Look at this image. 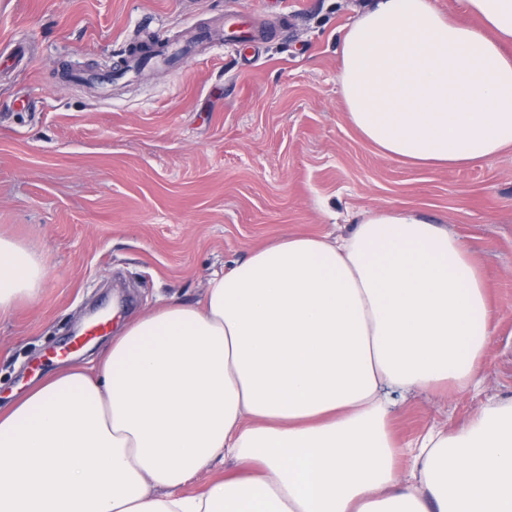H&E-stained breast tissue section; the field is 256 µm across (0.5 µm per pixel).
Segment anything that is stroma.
I'll return each mask as SVG.
<instances>
[{
  "label": "stroma",
  "mask_w": 512,
  "mask_h": 512,
  "mask_svg": "<svg viewBox=\"0 0 512 512\" xmlns=\"http://www.w3.org/2000/svg\"><path fill=\"white\" fill-rule=\"evenodd\" d=\"M365 0H0V233L32 247L39 297L0 315V409L69 361L52 352L93 318L123 324L167 302L200 305L214 274L285 235L347 233L364 212L410 208L457 233L495 317L478 395L416 392L393 428L453 429L512 398V147L456 169L379 155L348 124L336 44ZM280 23L228 48L223 28ZM210 38L183 69L119 80L129 37Z\"/></svg>",
  "instance_id": "35a3bbf8"
}]
</instances>
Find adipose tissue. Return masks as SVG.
Wrapping results in <instances>:
<instances>
[{"instance_id": "ef3b65f1", "label": "adipose tissue", "mask_w": 512, "mask_h": 512, "mask_svg": "<svg viewBox=\"0 0 512 512\" xmlns=\"http://www.w3.org/2000/svg\"><path fill=\"white\" fill-rule=\"evenodd\" d=\"M463 5L473 23L368 0L346 28L340 98L382 156L452 169L512 147V0ZM45 279L0 234V314ZM491 319L459 237L413 210L284 236L0 411V512H512V399L403 443L392 427L397 395L480 390ZM234 465L233 463L227 461L223 464H215L205 470L201 471L193 480H191L185 487V492L193 493L202 489L209 482L223 478L224 470L229 473L233 471Z\"/></svg>"}]
</instances>
